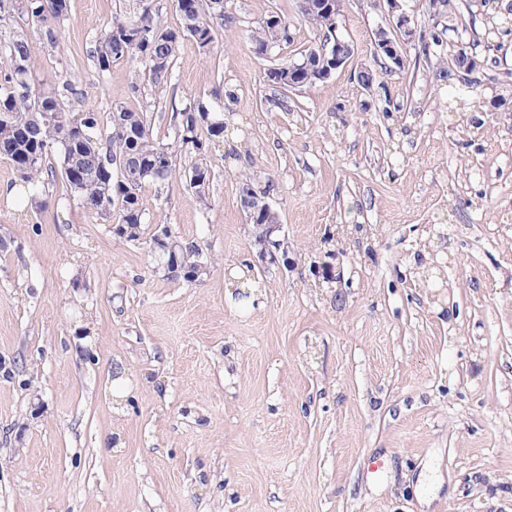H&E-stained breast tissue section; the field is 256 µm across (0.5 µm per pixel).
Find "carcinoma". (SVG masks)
Segmentation results:
<instances>
[{"mask_svg":"<svg viewBox=\"0 0 512 512\" xmlns=\"http://www.w3.org/2000/svg\"><path fill=\"white\" fill-rule=\"evenodd\" d=\"M182 26L164 28L147 7L133 17L115 16L103 28L92 50L102 73L122 59H138L148 80L160 87L167 83L184 39H192L208 51L224 25V0H177ZM67 12V0H0V157L9 160L22 183L40 187V177H56L47 159L58 153L63 189L78 198L88 212L118 220L112 232L137 242L145 234L140 190L147 182L162 183L175 173L171 150L154 140L146 113L123 106L103 117L94 111L75 116L64 99L75 94L68 81L50 91L36 89L34 43L25 34H5L14 15L30 21L42 43L54 46L57 26ZM272 24L263 20L253 34L257 54L269 43L288 41L289 26L276 12ZM318 35L336 24V14L315 13L308 17ZM173 127L182 134L179 146L194 158L186 181L204 201L212 173L207 150L211 141L224 136V114L197 100L171 113ZM174 281H193L196 267L194 242L181 241Z\"/></svg>","mask_w":512,"mask_h":512,"instance_id":"obj_1","label":"carcinoma"}]
</instances>
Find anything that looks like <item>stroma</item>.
I'll return each mask as SVG.
<instances>
[{
	"label": "stroma",
	"mask_w": 512,
	"mask_h": 512,
	"mask_svg": "<svg viewBox=\"0 0 512 512\" xmlns=\"http://www.w3.org/2000/svg\"><path fill=\"white\" fill-rule=\"evenodd\" d=\"M427 4L401 0L418 36L369 91L357 76L380 66L386 5L345 0L353 55L283 94L268 69L316 39L298 0H226L213 52L184 40L167 84L135 97L142 63L102 73L91 52L145 6L180 27L175 0H68L35 75L76 86L70 112L142 111L171 144L172 109L205 99L232 127L206 200L182 151L141 191L146 229L207 255L194 283L60 188L42 207L7 195L0 158V512H512V23L484 27L512 0H453L443 23ZM273 12L292 39L260 56ZM247 182L273 185L270 259ZM271 222H279L278 215L270 217L269 215L260 214V219H257L258 224H253V234L255 236L256 242L265 247L264 251L262 249L259 254L262 259L266 258V245L272 244L280 247L282 244L280 240H273L275 233L280 231L281 224H269Z\"/></svg>",
	"instance_id": "1"
}]
</instances>
